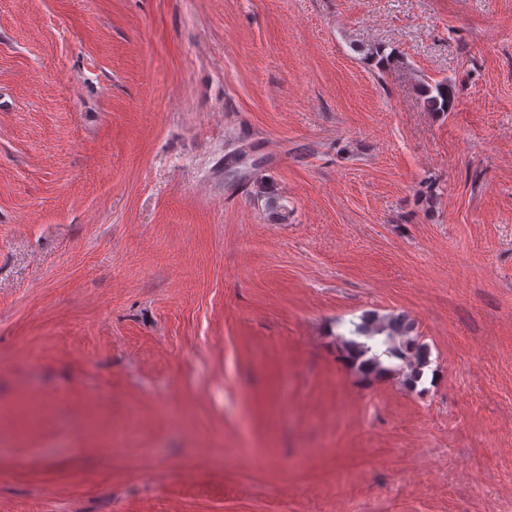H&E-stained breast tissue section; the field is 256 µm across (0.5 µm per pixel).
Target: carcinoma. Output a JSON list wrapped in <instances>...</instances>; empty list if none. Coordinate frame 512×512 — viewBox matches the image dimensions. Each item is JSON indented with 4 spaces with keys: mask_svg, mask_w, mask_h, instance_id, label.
<instances>
[{
    "mask_svg": "<svg viewBox=\"0 0 512 512\" xmlns=\"http://www.w3.org/2000/svg\"><path fill=\"white\" fill-rule=\"evenodd\" d=\"M425 94L434 112L448 111L454 98L446 81L436 82ZM340 342L343 358L364 381L399 375L406 387L415 389L431 363L429 345L419 336L415 320L405 313L366 312L351 322L349 335L340 337Z\"/></svg>",
    "mask_w": 512,
    "mask_h": 512,
    "instance_id": "cac0c4a2",
    "label": "carcinoma"
}]
</instances>
